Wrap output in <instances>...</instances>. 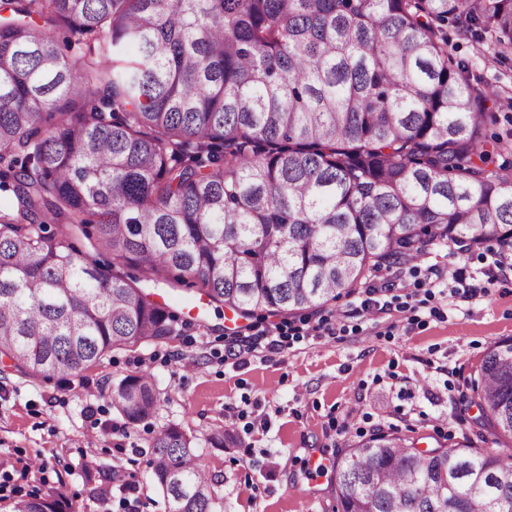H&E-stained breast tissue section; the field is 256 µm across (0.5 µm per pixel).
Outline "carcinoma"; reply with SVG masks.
Here are the masks:
<instances>
[{"mask_svg": "<svg viewBox=\"0 0 512 512\" xmlns=\"http://www.w3.org/2000/svg\"><path fill=\"white\" fill-rule=\"evenodd\" d=\"M450 19L512 49V0H0V356L65 377L180 335L142 281L251 317L430 243L512 250L499 92L448 55ZM471 390L496 448L372 435L334 463L340 512H512V338ZM110 397L132 424L159 405L148 375ZM150 458L165 512H218L196 437L163 427Z\"/></svg>", "mask_w": 512, "mask_h": 512, "instance_id": "carcinoma-1", "label": "carcinoma"}]
</instances>
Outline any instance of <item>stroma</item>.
<instances>
[{"instance_id":"stroma-1","label":"stroma","mask_w":512,"mask_h":512,"mask_svg":"<svg viewBox=\"0 0 512 512\" xmlns=\"http://www.w3.org/2000/svg\"><path fill=\"white\" fill-rule=\"evenodd\" d=\"M448 52L470 76L498 87L493 132L512 137V51L448 26ZM495 243L461 256L429 245L426 264L459 267L469 297L451 281L411 312L401 298L419 280L392 268L395 301L385 314L360 311L374 280L326 305L277 317L262 314L228 328V309L195 287L150 285L182 320L164 343L112 349L67 379L29 378L0 362V512L32 492L54 490L87 512H122L124 481L137 485L139 512H163L149 476L150 440L165 426L203 437L230 429L223 448L199 452L223 512H335L330 469L358 441L378 432L413 438L417 448L482 447L470 383L488 348L512 337V272L490 274ZM280 323L288 334L274 350H248L245 336ZM150 374L160 398L138 424L111 404L110 389ZM323 470H316V463ZM105 473L107 495L85 482L83 468Z\"/></svg>"}]
</instances>
